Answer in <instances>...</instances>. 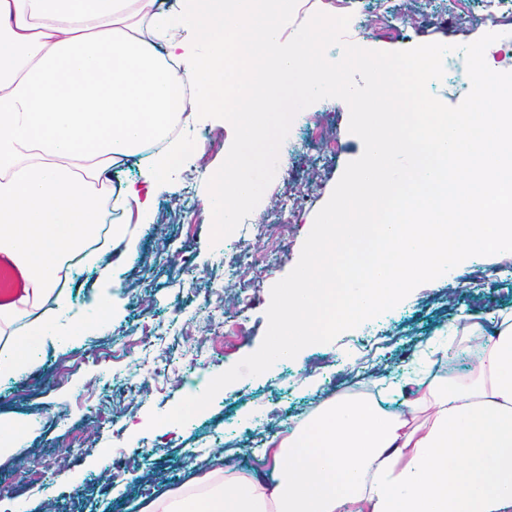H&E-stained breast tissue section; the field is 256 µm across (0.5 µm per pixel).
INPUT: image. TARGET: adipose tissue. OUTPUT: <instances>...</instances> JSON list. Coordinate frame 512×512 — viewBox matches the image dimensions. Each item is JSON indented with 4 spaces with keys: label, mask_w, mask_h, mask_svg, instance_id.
I'll list each match as a JSON object with an SVG mask.
<instances>
[{
    "label": "adipose tissue",
    "mask_w": 512,
    "mask_h": 512,
    "mask_svg": "<svg viewBox=\"0 0 512 512\" xmlns=\"http://www.w3.org/2000/svg\"><path fill=\"white\" fill-rule=\"evenodd\" d=\"M296 11L292 0H0V251L27 283L0 306L1 382L22 378L47 344L106 326L103 313L73 312L65 288L110 267L108 251L87 250L99 228L130 244L101 191L141 153L146 164L115 199L151 219L186 158L169 137L175 118L229 111L238 134L206 204L216 226L237 223L253 171L284 156L257 146L302 97L341 84L314 29L284 38ZM188 85L203 91L189 108ZM451 335L469 344L467 373L406 374L384 401L324 398L266 441L256 468L219 454L140 512H512V310L466 315L426 351L443 353Z\"/></svg>",
    "instance_id": "adipose-tissue-1"
}]
</instances>
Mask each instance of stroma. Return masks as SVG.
Returning <instances> with one entry per match:
<instances>
[{
	"instance_id": "35a3bbf8",
	"label": "stroma",
	"mask_w": 512,
	"mask_h": 512,
	"mask_svg": "<svg viewBox=\"0 0 512 512\" xmlns=\"http://www.w3.org/2000/svg\"><path fill=\"white\" fill-rule=\"evenodd\" d=\"M394 4L388 30L361 39V47L453 45L442 79L430 87L446 105L460 104L471 88L464 45L490 32L512 45V14L488 26L479 0L469 17L436 20L430 14L437 0ZM310 116L316 122L309 149L287 161V173L257 171L262 195L251 223L221 232L204 196L237 136L235 127L207 117L182 130L188 160L170 173L149 227L131 251L114 253L109 276L89 272L70 287L78 311L118 290L109 327L90 325L47 347L19 382L0 385V418L23 421L28 430L21 447L0 461V497L17 500L23 512H137L157 482L182 484L203 457L232 448L233 465L251 466L254 450L283 422L305 416L325 397L377 393L387 373L413 368L426 339L463 315L512 309V255L478 256L456 271L457 287L423 283L379 316L384 333L367 345L356 342L361 328L344 331L331 343L305 347L260 375L209 393L199 414L171 421L190 383L228 370L260 347L273 285L296 266L317 212L346 165L363 152L361 139L348 129L344 101L326 98L308 106L290 137ZM296 192L305 195L296 222L280 223L278 207ZM239 239L251 244L246 271L261 273L242 316L240 290L226 273L229 245ZM159 365L167 369L162 380L154 375ZM130 370L137 371L139 387L127 395L121 384Z\"/></svg>"
}]
</instances>
